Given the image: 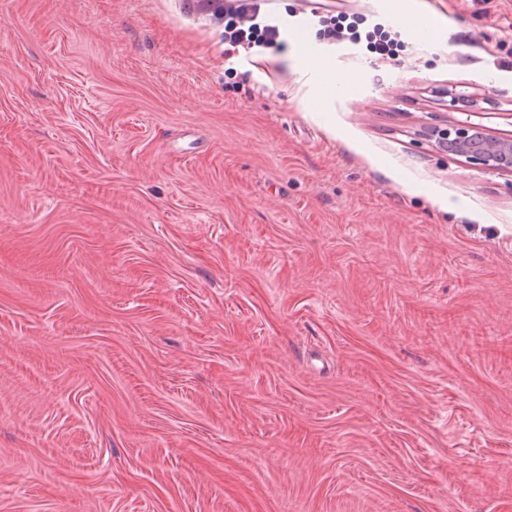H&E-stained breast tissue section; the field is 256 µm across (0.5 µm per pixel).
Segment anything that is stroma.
Wrapping results in <instances>:
<instances>
[{
  "instance_id": "1",
  "label": "stroma",
  "mask_w": 512,
  "mask_h": 512,
  "mask_svg": "<svg viewBox=\"0 0 512 512\" xmlns=\"http://www.w3.org/2000/svg\"><path fill=\"white\" fill-rule=\"evenodd\" d=\"M270 10L0 0V512H512V0ZM267 0H225L224 57L237 56L240 48L280 49L286 45L285 31L270 18L271 13L260 16L261 6ZM333 18H335V20H333L335 23L333 24V27L327 30L326 36L328 38L338 40L346 37L351 40H358V38H361V35L358 32L359 24L356 20L346 23L349 17L341 13L337 14L336 17ZM378 26V27H377ZM368 43L371 44L372 49L375 53L382 57L393 58L396 53V46L394 39L391 35L381 28L380 25H376L372 32L366 34ZM295 52L304 67L322 70L324 90L332 91L344 87L352 78L351 74L346 71L322 67L320 56L314 51L309 39L300 45ZM430 135L436 136L443 147L454 148L457 154L465 156L486 169H511L512 142L485 138L473 125L463 123L432 130ZM505 162H508L507 167H504Z\"/></svg>"
}]
</instances>
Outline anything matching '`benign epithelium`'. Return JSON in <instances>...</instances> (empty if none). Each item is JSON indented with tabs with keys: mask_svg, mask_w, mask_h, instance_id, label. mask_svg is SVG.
<instances>
[{
	"mask_svg": "<svg viewBox=\"0 0 512 512\" xmlns=\"http://www.w3.org/2000/svg\"><path fill=\"white\" fill-rule=\"evenodd\" d=\"M439 143L454 148L486 169L499 170L504 163H512V142L498 141L484 137L481 131L470 124H458L449 128L431 131Z\"/></svg>",
	"mask_w": 512,
	"mask_h": 512,
	"instance_id": "7a95c632",
	"label": "benign epithelium"
}]
</instances>
